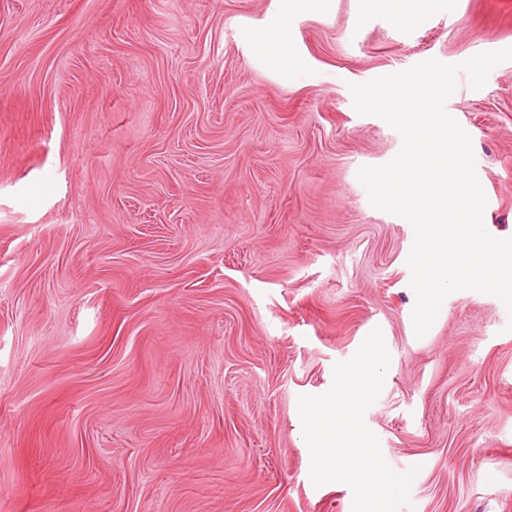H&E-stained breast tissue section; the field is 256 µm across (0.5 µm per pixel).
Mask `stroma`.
<instances>
[{"mask_svg":"<svg viewBox=\"0 0 512 512\" xmlns=\"http://www.w3.org/2000/svg\"><path fill=\"white\" fill-rule=\"evenodd\" d=\"M0 0V512H352L298 398L381 329L364 421L398 512H512V315L412 323L414 230L357 178L402 146L350 84L512 47V0ZM446 109L512 237V61ZM282 9L276 20L266 29L259 32L255 41L266 58L279 70L288 72L291 60V46L288 39V15L298 2L309 8H318L324 0H282Z\"/></svg>","mask_w":512,"mask_h":512,"instance_id":"stroma-1","label":"stroma"}]
</instances>
